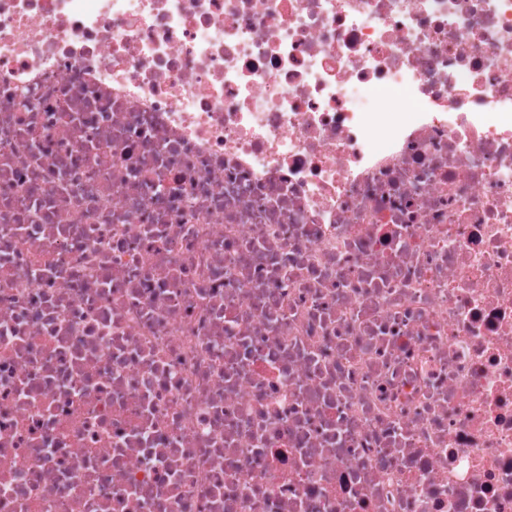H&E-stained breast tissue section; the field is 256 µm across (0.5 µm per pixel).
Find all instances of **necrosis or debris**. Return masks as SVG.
I'll list each match as a JSON object with an SVG mask.
<instances>
[{
	"instance_id": "obj_1",
	"label": "necrosis or debris",
	"mask_w": 512,
	"mask_h": 512,
	"mask_svg": "<svg viewBox=\"0 0 512 512\" xmlns=\"http://www.w3.org/2000/svg\"><path fill=\"white\" fill-rule=\"evenodd\" d=\"M0 512H512V0H0Z\"/></svg>"
}]
</instances>
